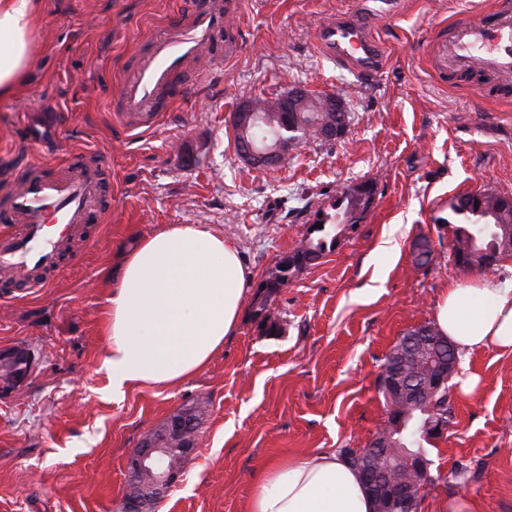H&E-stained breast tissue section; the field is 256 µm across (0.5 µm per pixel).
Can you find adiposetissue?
<instances>
[{
    "label": "adipose tissue",
    "mask_w": 512,
    "mask_h": 512,
    "mask_svg": "<svg viewBox=\"0 0 512 512\" xmlns=\"http://www.w3.org/2000/svg\"><path fill=\"white\" fill-rule=\"evenodd\" d=\"M34 0H0V97L29 67ZM250 275L238 249L204 224H171L123 252L105 297L102 367L113 395L175 386L201 370L238 329ZM434 325L464 355L512 351V278L454 285ZM245 512H373L356 472L336 454L311 453L268 468Z\"/></svg>",
    "instance_id": "1"
}]
</instances>
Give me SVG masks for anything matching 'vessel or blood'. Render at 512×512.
<instances>
[{
    "label": "vessel or blood",
    "mask_w": 512,
    "mask_h": 512,
    "mask_svg": "<svg viewBox=\"0 0 512 512\" xmlns=\"http://www.w3.org/2000/svg\"><path fill=\"white\" fill-rule=\"evenodd\" d=\"M398 5L399 0H355L353 9L320 27L318 48L358 77L372 79L384 60L374 23L394 17ZM240 52V31L223 0H193L189 13L171 16L150 40L132 75L122 81L115 105L141 122L156 120L161 109L191 94L190 64L229 62ZM425 56L441 74L481 71L499 86L502 100L512 99V0L456 20L447 35L428 45ZM106 173L101 154L88 150L69 154L57 177L31 163L0 192V223L10 227L0 235V269L16 272L23 287H48V273L62 267L72 240L86 224L111 213Z\"/></svg>",
    "instance_id": "b4317fda"
}]
</instances>
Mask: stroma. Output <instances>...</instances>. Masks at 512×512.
<instances>
[{
    "instance_id": "stroma-1",
    "label": "stroma",
    "mask_w": 512,
    "mask_h": 512,
    "mask_svg": "<svg viewBox=\"0 0 512 512\" xmlns=\"http://www.w3.org/2000/svg\"><path fill=\"white\" fill-rule=\"evenodd\" d=\"M190 2L41 0L26 80L0 98V187L34 160L55 173L76 150L100 152L112 170L111 219L73 242L77 259L51 287L0 279V351L33 361L21 385L0 392V512H113L133 450L200 401L199 446L156 512H243L268 464L365 447L386 418L379 379L392 344L431 322L444 289L481 275L449 259L451 201L512 195V103L477 75L440 81L424 56L461 13L494 0H401L397 18L378 24L386 68L369 82L314 44L353 0H239L240 56L150 130H131L113 109L118 85ZM298 85L343 99L344 134L302 143L274 167L245 163L234 146L239 102ZM365 184L373 200L359 222L267 293L319 212ZM169 224H204L238 247L251 274L241 322L187 381L116 398L102 367L106 276L119 248ZM422 238L434 259L420 269ZM387 242L398 261L381 253ZM458 363L480 384L451 391L453 420L426 448L418 512H512V352Z\"/></svg>"
}]
</instances>
